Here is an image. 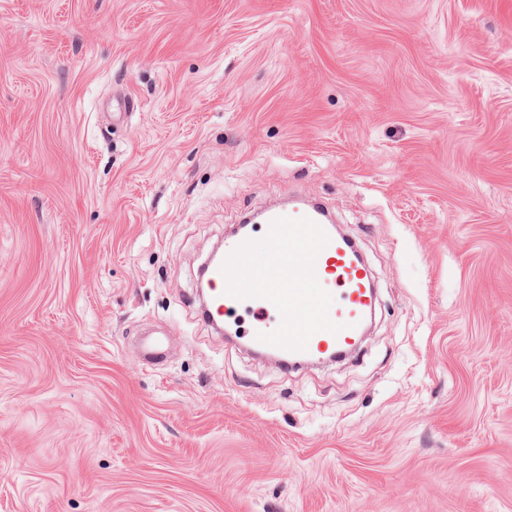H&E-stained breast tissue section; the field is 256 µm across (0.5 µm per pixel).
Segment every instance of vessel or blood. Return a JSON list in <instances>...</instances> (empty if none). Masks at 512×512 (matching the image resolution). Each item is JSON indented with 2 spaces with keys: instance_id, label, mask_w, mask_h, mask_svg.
<instances>
[{
  "instance_id": "vessel-or-blood-1",
  "label": "vessel or blood",
  "mask_w": 512,
  "mask_h": 512,
  "mask_svg": "<svg viewBox=\"0 0 512 512\" xmlns=\"http://www.w3.org/2000/svg\"><path fill=\"white\" fill-rule=\"evenodd\" d=\"M265 246L247 233L224 238V258L207 271L212 322L242 334L240 312L252 322V347L315 362L351 350L370 310L372 280L312 204L264 208Z\"/></svg>"
}]
</instances>
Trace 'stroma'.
<instances>
[{
    "label": "stroma",
    "instance_id": "1",
    "mask_svg": "<svg viewBox=\"0 0 512 512\" xmlns=\"http://www.w3.org/2000/svg\"><path fill=\"white\" fill-rule=\"evenodd\" d=\"M295 195L378 296L287 370L198 278ZM0 512H512V0H0Z\"/></svg>",
    "mask_w": 512,
    "mask_h": 512
}]
</instances>
